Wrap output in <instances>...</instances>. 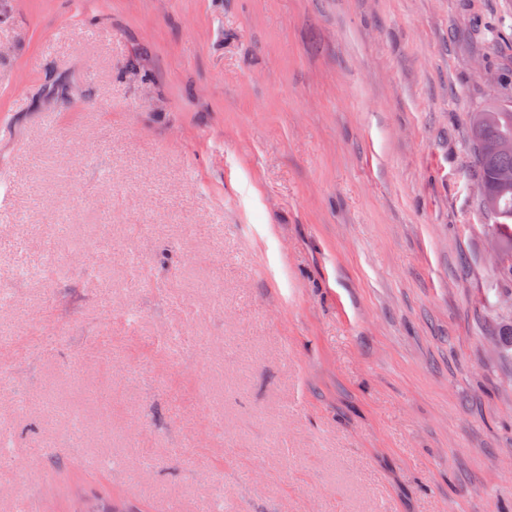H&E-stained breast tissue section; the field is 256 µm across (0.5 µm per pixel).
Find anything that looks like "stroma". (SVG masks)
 I'll use <instances>...</instances> for the list:
<instances>
[{
  "mask_svg": "<svg viewBox=\"0 0 512 512\" xmlns=\"http://www.w3.org/2000/svg\"><path fill=\"white\" fill-rule=\"evenodd\" d=\"M490 103L512 0H0V512H512Z\"/></svg>",
  "mask_w": 512,
  "mask_h": 512,
  "instance_id": "stroma-1",
  "label": "stroma"
}]
</instances>
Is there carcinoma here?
Returning a JSON list of instances; mask_svg holds the SVG:
<instances>
[{
  "label": "carcinoma",
  "mask_w": 512,
  "mask_h": 512,
  "mask_svg": "<svg viewBox=\"0 0 512 512\" xmlns=\"http://www.w3.org/2000/svg\"><path fill=\"white\" fill-rule=\"evenodd\" d=\"M489 120L481 125L470 124L469 141L474 152L475 178L478 189L496 193L500 199L496 229L506 249H512V185L501 186L496 174L503 169H512V155H501L490 151V145L503 134L512 135V109L490 107L484 110Z\"/></svg>",
  "instance_id": "cac0c4a2"
}]
</instances>
